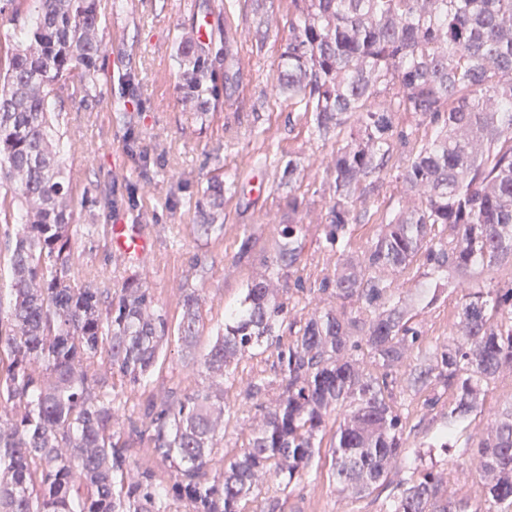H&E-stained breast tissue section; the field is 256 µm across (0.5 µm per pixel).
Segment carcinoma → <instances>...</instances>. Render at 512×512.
<instances>
[{"instance_id": "cac0c4a2", "label": "carcinoma", "mask_w": 512, "mask_h": 512, "mask_svg": "<svg viewBox=\"0 0 512 512\" xmlns=\"http://www.w3.org/2000/svg\"><path fill=\"white\" fill-rule=\"evenodd\" d=\"M296 16L276 88L312 113L311 134L350 132L328 165L334 196L325 240L335 245L358 222L356 190L378 189L386 167L405 193L381 218L361 254L346 256L318 291L340 302L312 313L283 348L277 330L291 313L274 282L302 251L304 225L284 224L275 256L230 310L200 367L231 376L239 356L273 349L282 394L239 455L218 457L217 395L197 389L119 414L120 383L146 389L168 322L135 273L116 291L72 276L77 241L72 190L53 149L50 102L86 91L103 57L99 0H34L35 17L0 65V181L14 184L20 213L5 223L12 276L0 300V512H244L241 502L274 472L290 485L315 456L328 410L338 411L336 481L358 495L391 487L382 512H512V406L490 432L468 437L477 450L482 496L448 494L433 468L390 485L401 463V414L394 386L424 340L408 316L404 275L424 254L437 300L459 276L452 338L415 369L412 385L452 390L446 450L458 422L478 409L498 372L512 367V287L484 288L476 268L512 261V0H293ZM183 96L209 110V55L191 37L177 42ZM408 112L416 127L396 123ZM434 137L402 152L421 125ZM110 296V301L103 297ZM368 313L361 318L347 306ZM179 341L192 345L201 298L182 297ZM369 348L370 362L360 359ZM146 443L168 464L170 483L133 470L116 430Z\"/></svg>"}]
</instances>
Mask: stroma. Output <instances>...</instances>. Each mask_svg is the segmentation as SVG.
Wrapping results in <instances>:
<instances>
[{
    "label": "stroma",
    "instance_id": "obj_1",
    "mask_svg": "<svg viewBox=\"0 0 512 512\" xmlns=\"http://www.w3.org/2000/svg\"><path fill=\"white\" fill-rule=\"evenodd\" d=\"M264 15L272 25L261 36L256 21ZM101 16L98 36L105 52L99 71L82 96L55 104L59 119L52 139L72 189V221L81 227L73 274L84 282L100 273L117 285L137 273L173 326L181 319L184 289L200 294L203 321L192 348L170 338L149 391L223 389L220 433L229 458L240 453L282 392L277 357H244L228 379L193 372L192 359L208 351L225 310L238 306L253 275L272 259L282 224L305 226L300 258L280 278L294 320L333 305V298L313 292L314 283L347 254L365 250L378 226L370 217L337 245L325 241L321 219L332 196L325 166L337 143L312 136L311 113L272 89L294 18L292 0H101ZM203 27L207 50L218 48L220 33L235 36L229 53L214 63L222 90L207 112L183 100L175 44L178 36H198ZM291 161L297 170L286 185L282 175ZM216 178L224 181L218 217L223 228L207 235L197 228L196 205ZM292 194L303 201L295 214L288 211ZM117 222L140 225L153 242L137 266L112 250L110 229ZM246 237L251 249L240 260L236 254ZM457 301L449 288L420 312L425 339L412 350L410 364L447 341ZM259 380L266 383L261 400L247 398L248 384ZM393 396L404 416L407 453L433 442L448 421L450 391L437 383L419 392L403 384ZM511 403L512 371L506 369L471 420L491 425ZM336 426L335 414H328L320 453L300 482L287 485L266 476L258 498L244 502L245 512H380L384 491L361 498L338 491L332 466Z\"/></svg>",
    "mask_w": 512,
    "mask_h": 512
}]
</instances>
